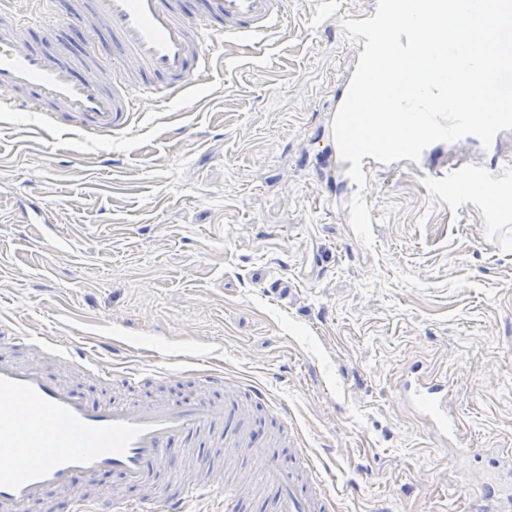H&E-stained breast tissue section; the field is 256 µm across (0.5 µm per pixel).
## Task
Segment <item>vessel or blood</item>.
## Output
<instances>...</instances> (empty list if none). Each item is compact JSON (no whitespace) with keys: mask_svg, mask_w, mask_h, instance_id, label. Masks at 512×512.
Masks as SVG:
<instances>
[{"mask_svg":"<svg viewBox=\"0 0 512 512\" xmlns=\"http://www.w3.org/2000/svg\"><path fill=\"white\" fill-rule=\"evenodd\" d=\"M46 0L41 26L48 35L79 28L88 36L112 35V71L100 69L95 55L77 63L61 52L29 47L19 29L17 10L0 7V112L27 120V134L63 124L87 141L126 130L146 101H188L207 84L218 46L233 42L257 48L275 38L288 16L289 0ZM84 66L85 77L74 74ZM346 209L353 224L370 220L364 191L348 182ZM482 190L492 197L512 195V175L495 167L452 165L435 184L439 193L467 195ZM22 345L61 356L92 370L106 382L137 388L156 379L147 367L125 368L88 353L83 336L16 334ZM193 393L177 400L91 403L37 368L0 360V512H51L53 497L77 478L112 471L125 482L149 490V497L125 500L117 492L92 500L74 499L72 512H188L197 488L169 493L161 479L166 451L176 442L223 433L225 467L245 464L235 484H218L224 512H240L253 482L277 492L278 512H336V496L305 443L285 463L253 439L248 407L235 397L214 399L226 385L213 364L179 370ZM399 398L430 435L445 439L465 423L449 407L446 376L411 366L397 388ZM470 512H512V493L501 479L484 480Z\"/></svg>","mask_w":512,"mask_h":512,"instance_id":"vessel-or-blood-1","label":"vessel or blood"}]
</instances>
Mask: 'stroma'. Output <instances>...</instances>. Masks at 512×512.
<instances>
[{
    "mask_svg": "<svg viewBox=\"0 0 512 512\" xmlns=\"http://www.w3.org/2000/svg\"><path fill=\"white\" fill-rule=\"evenodd\" d=\"M371 0H294L287 28L255 55L228 43L221 72L192 103H163L117 137L70 130L23 136L0 112V319L68 337L67 321L106 337L98 355L167 369L111 344L120 330L262 386L333 485L341 512H468L474 475L450 466L400 404L421 364L446 374L475 447L512 463V200L441 197L470 144L378 171L372 221L349 223L324 127L352 56L346 13ZM52 208L25 223L24 206ZM24 359L92 400L118 396L51 356ZM221 447L172 448V490ZM141 488L107 472L57 496Z\"/></svg>",
    "mask_w": 512,
    "mask_h": 512,
    "instance_id": "1",
    "label": "stroma"
}]
</instances>
